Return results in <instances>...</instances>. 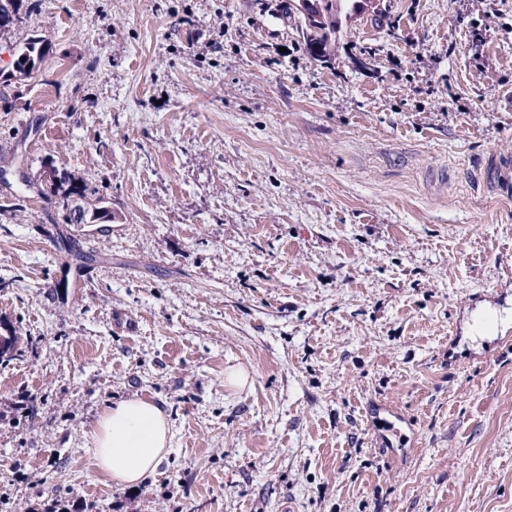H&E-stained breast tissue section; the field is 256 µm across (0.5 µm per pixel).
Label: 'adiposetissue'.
Masks as SVG:
<instances>
[{
	"instance_id": "ef3b65f1",
	"label": "adipose tissue",
	"mask_w": 512,
	"mask_h": 512,
	"mask_svg": "<svg viewBox=\"0 0 512 512\" xmlns=\"http://www.w3.org/2000/svg\"><path fill=\"white\" fill-rule=\"evenodd\" d=\"M169 438V417L161 406L143 399H124L99 418L92 459L115 483L138 485L164 460Z\"/></svg>"
}]
</instances>
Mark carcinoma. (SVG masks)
Returning <instances> with one entry per match:
<instances>
[{"mask_svg":"<svg viewBox=\"0 0 512 512\" xmlns=\"http://www.w3.org/2000/svg\"><path fill=\"white\" fill-rule=\"evenodd\" d=\"M355 0H310V7L303 13L299 8L291 3L285 5L288 16L295 20L297 27L300 28L303 39L310 51L319 58L328 55V50L332 41L336 38L338 25L342 15H350L354 10ZM47 54L46 46L39 41H29L23 44L16 53L15 69L21 74H26V67L29 62H42ZM87 187L75 183L70 177H62L61 183L45 190L47 198L54 201L57 207L66 211L65 219L68 224H90L98 222L106 224L112 221V216L101 213V210L88 211L77 215L70 210L68 200L70 195L78 194L87 197ZM61 252L68 258V263L75 265L77 270L85 268L92 260L93 256L82 251L75 240L62 236L60 237Z\"/></svg>","mask_w":512,"mask_h":512,"instance_id":"carcinoma-1","label":"carcinoma"}]
</instances>
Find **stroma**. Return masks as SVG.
<instances>
[{"instance_id":"stroma-1","label":"stroma","mask_w":512,"mask_h":512,"mask_svg":"<svg viewBox=\"0 0 512 512\" xmlns=\"http://www.w3.org/2000/svg\"><path fill=\"white\" fill-rule=\"evenodd\" d=\"M381 8L321 59L281 0H39L0 38V158L113 215L80 281L0 186V512H512V0ZM132 397L171 438L126 487L89 450ZM47 54L46 46L39 41H29L23 44L22 47L16 53L15 59V69L16 72L20 74L26 75V67L28 66L30 61L35 62L33 66H29L27 71L32 74V72L38 67V63H41ZM25 58L24 62H21V59ZM490 177L501 190L508 189L512 184V158L496 156L489 163Z\"/></svg>"}]
</instances>
